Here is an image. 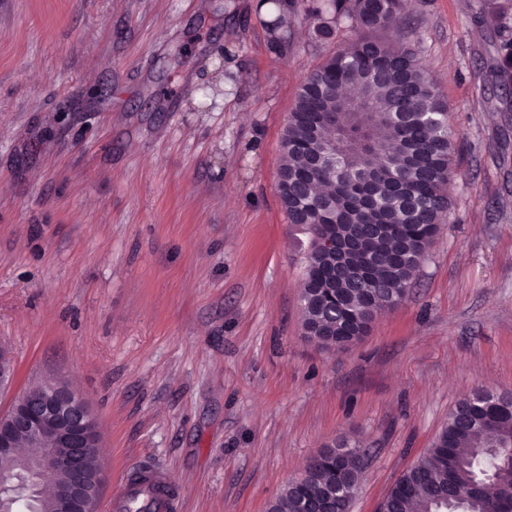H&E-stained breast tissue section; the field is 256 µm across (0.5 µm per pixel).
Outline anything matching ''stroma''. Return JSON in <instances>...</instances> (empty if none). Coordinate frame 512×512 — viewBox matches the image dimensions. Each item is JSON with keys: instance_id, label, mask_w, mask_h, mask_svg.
<instances>
[{"instance_id": "obj_1", "label": "stroma", "mask_w": 512, "mask_h": 512, "mask_svg": "<svg viewBox=\"0 0 512 512\" xmlns=\"http://www.w3.org/2000/svg\"><path fill=\"white\" fill-rule=\"evenodd\" d=\"M256 0H0V414L66 377L96 414L105 512L163 469L178 512H269L310 457L366 450L378 512L473 389L512 392V112L488 43L512 0H423L455 134L453 208L406 300L326 350L278 194L297 92L344 27L272 36Z\"/></svg>"}]
</instances>
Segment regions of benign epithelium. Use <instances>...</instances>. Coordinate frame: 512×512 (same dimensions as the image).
<instances>
[{"instance_id": "benign-epithelium-1", "label": "benign epithelium", "mask_w": 512, "mask_h": 512, "mask_svg": "<svg viewBox=\"0 0 512 512\" xmlns=\"http://www.w3.org/2000/svg\"><path fill=\"white\" fill-rule=\"evenodd\" d=\"M20 434L47 447L31 470V491L62 473L66 480L53 485L56 512H92L94 497L89 489L100 490L103 472L100 467L89 468L86 459L89 448L99 447L100 431L83 398L60 379L36 400H15L0 416V457L18 456ZM58 448L66 452L58 453Z\"/></svg>"}]
</instances>
